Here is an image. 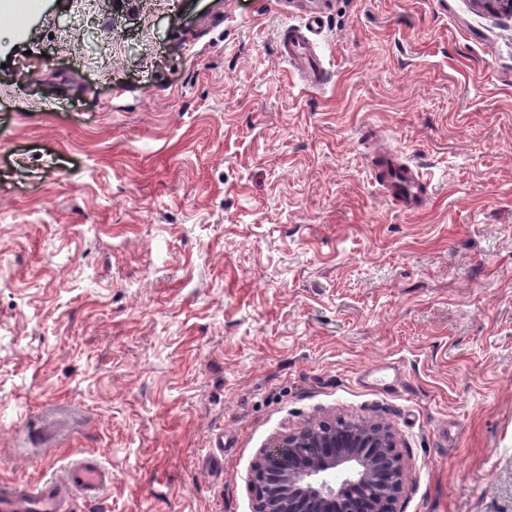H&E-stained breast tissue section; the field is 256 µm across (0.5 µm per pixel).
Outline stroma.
Segmentation results:
<instances>
[{
    "instance_id": "1",
    "label": "stroma",
    "mask_w": 512,
    "mask_h": 512,
    "mask_svg": "<svg viewBox=\"0 0 512 512\" xmlns=\"http://www.w3.org/2000/svg\"><path fill=\"white\" fill-rule=\"evenodd\" d=\"M279 2L0 21V479L88 448L105 512H254L273 436L373 418L399 512H512V17L329 0L307 89ZM366 121L431 175L421 213ZM369 167L384 195L401 211L415 214L428 206L431 182L414 164H407L392 154L380 153L369 160Z\"/></svg>"
}]
</instances>
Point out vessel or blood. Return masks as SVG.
<instances>
[{
  "mask_svg": "<svg viewBox=\"0 0 512 512\" xmlns=\"http://www.w3.org/2000/svg\"><path fill=\"white\" fill-rule=\"evenodd\" d=\"M283 11L294 23L278 35L280 56L304 86H321L326 71L317 37L327 20L325 0H284ZM369 167L384 195L401 211L415 214L428 206L431 182L415 165L380 153L370 159ZM115 480L98 452L78 448L64 464L36 478L1 481L0 512H84L104 500Z\"/></svg>",
  "mask_w": 512,
  "mask_h": 512,
  "instance_id": "vessel-or-blood-1",
  "label": "vessel or blood"
}]
</instances>
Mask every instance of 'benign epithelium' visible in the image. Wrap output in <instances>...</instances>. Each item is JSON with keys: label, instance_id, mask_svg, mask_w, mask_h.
<instances>
[{"label": "benign epithelium", "instance_id": "1", "mask_svg": "<svg viewBox=\"0 0 512 512\" xmlns=\"http://www.w3.org/2000/svg\"><path fill=\"white\" fill-rule=\"evenodd\" d=\"M492 14L512 15V0H478ZM288 449V466H254L255 512H398L406 483L403 458L389 427L320 421L285 429L271 444ZM336 471L332 487L324 475Z\"/></svg>", "mask_w": 512, "mask_h": 512}]
</instances>
